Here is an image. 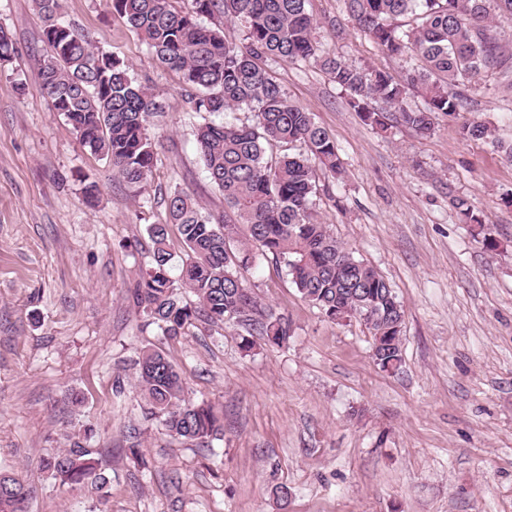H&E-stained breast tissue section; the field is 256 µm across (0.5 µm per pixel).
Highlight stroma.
Masks as SVG:
<instances>
[{"mask_svg": "<svg viewBox=\"0 0 512 512\" xmlns=\"http://www.w3.org/2000/svg\"><path fill=\"white\" fill-rule=\"evenodd\" d=\"M61 5L67 23L154 90L164 114L150 127L156 170L135 193L44 99L33 0H0V27L19 49L0 72V472L28 490L29 512H283L281 485L292 492L284 512H512V80L485 69L459 82L464 109L437 115L423 135L366 125L317 65L265 62L343 161L340 176L317 173V220L389 282L405 320L401 365L382 371L363 319H328L264 260L242 278L291 335L247 353L244 325L198 320L170 338L139 315L130 290L170 191L213 213L224 197L201 164L180 76L105 0ZM307 9L325 52L404 80L408 63L363 33L344 0ZM476 117L491 140L461 137ZM85 176L99 185L92 209ZM456 196L485 216L495 250L460 222ZM147 347L167 355L187 396L216 408L223 436L179 440L149 416L137 381ZM84 432L111 480L103 504L41 468Z\"/></svg>", "mask_w": 512, "mask_h": 512, "instance_id": "1", "label": "stroma"}]
</instances>
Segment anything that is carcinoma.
<instances>
[{
  "instance_id": "carcinoma-1",
  "label": "carcinoma",
  "mask_w": 512,
  "mask_h": 512,
  "mask_svg": "<svg viewBox=\"0 0 512 512\" xmlns=\"http://www.w3.org/2000/svg\"><path fill=\"white\" fill-rule=\"evenodd\" d=\"M307 2L182 0L177 8L173 0H106L158 62L182 76L187 104L202 119L196 129L201 162L225 205L221 214L204 212L189 193L174 188L167 197L168 222L147 227L151 262L131 298L147 324L166 336L179 335L201 317L213 324H247L241 338L247 352L256 336L280 346L290 336L288 321L266 311L240 275L257 260L269 259L284 265L301 297L327 318H362L373 335V359L388 372L402 361L403 305L381 275L315 219L316 168L333 175L342 168L336 142L313 113L288 99L261 63H314L348 93V105L365 123L383 129L395 120L427 133L436 115L451 116L462 107L448 86L485 68L512 73V55L504 54L492 25L498 17L512 19V0H345L358 27L384 51L423 60L424 67L409 72L403 84L384 72L321 55ZM34 4L44 23V52L36 63L50 109L64 116L83 147L109 163L112 177L144 188L159 145L149 134L160 109L157 96L125 61L100 51L60 20V0ZM216 12L247 23L245 42L201 24V17ZM405 16L414 25L403 30L394 20ZM16 53L0 29V65L11 63ZM411 87L424 95L423 108L403 106ZM376 101L386 108L372 107ZM243 108L252 112L248 123L210 119ZM461 134L466 140L492 136L479 120L465 123ZM277 144L297 151L268 157ZM453 206L465 223L477 227L486 247L495 249L484 235L485 219L468 200L457 197ZM172 225L183 249L178 264L170 246ZM182 289L196 301L182 300ZM137 366L149 414L169 436L202 443L222 434L214 407L185 396L181 376L163 352L143 350ZM68 442L42 459V469L60 487L90 485L107 494L110 479L98 465L101 450L87 435H72ZM26 501L24 485L0 473V512H27Z\"/></svg>"
}]
</instances>
